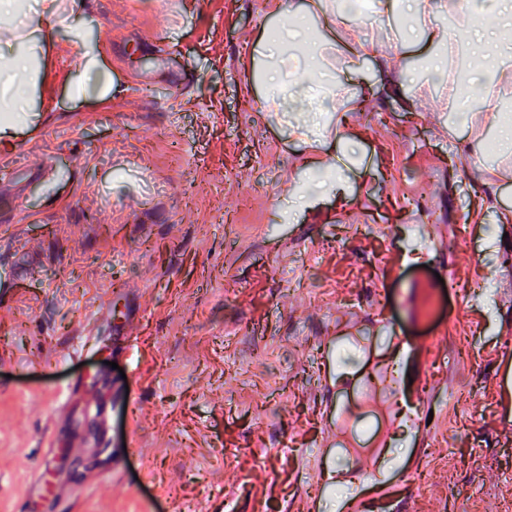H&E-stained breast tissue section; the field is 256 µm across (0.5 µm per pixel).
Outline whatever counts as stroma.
I'll return each instance as SVG.
<instances>
[{"label":"stroma","instance_id":"obj_1","mask_svg":"<svg viewBox=\"0 0 512 512\" xmlns=\"http://www.w3.org/2000/svg\"><path fill=\"white\" fill-rule=\"evenodd\" d=\"M277 26L267 0H86L42 42L36 173L0 179V512H341L373 467L326 446L328 408L387 322L433 418L393 427L414 447L372 512H501L512 185L477 199L443 94L378 88L338 192L287 216L308 160L261 106ZM52 443L68 493L30 497Z\"/></svg>","mask_w":512,"mask_h":512}]
</instances>
